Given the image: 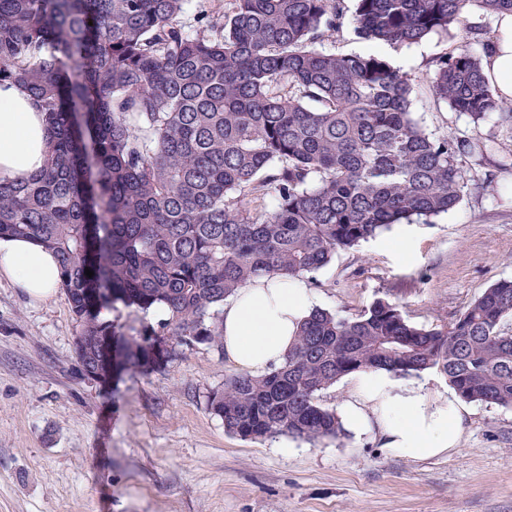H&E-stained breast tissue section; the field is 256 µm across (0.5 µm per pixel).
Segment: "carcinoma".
Returning <instances> with one entry per match:
<instances>
[{
    "mask_svg": "<svg viewBox=\"0 0 512 512\" xmlns=\"http://www.w3.org/2000/svg\"><path fill=\"white\" fill-rule=\"evenodd\" d=\"M186 2L0 0V85L29 88L50 133L38 175L0 182V237L56 254L84 366L115 335L104 310L169 312L115 355L114 373L159 367L177 344L220 350L224 299L251 278H312L337 252L460 202L461 157L481 160L497 140L427 131L414 76L323 49L347 15L375 46L465 30L433 61L430 92L512 127L471 49L489 51L483 28L466 19L472 6L512 13V0H224L190 25ZM510 318L511 280L433 328L384 299L355 316L318 308L282 367L226 377L208 409L244 440H338L319 392L354 372L430 369L468 402L511 407Z\"/></svg>",
    "mask_w": 512,
    "mask_h": 512,
    "instance_id": "1",
    "label": "carcinoma"
}]
</instances>
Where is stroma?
Listing matches in <instances>:
<instances>
[{"label": "stroma", "instance_id": "stroma-1", "mask_svg": "<svg viewBox=\"0 0 512 512\" xmlns=\"http://www.w3.org/2000/svg\"><path fill=\"white\" fill-rule=\"evenodd\" d=\"M460 30L378 53L416 75L412 110L428 131L473 142L460 203L430 224H398L319 271L320 308L355 315L382 298L440 326L512 280V133L434 102L426 64ZM494 185H487V175ZM64 291L45 301L0 277V512H512V407L471 403L458 452L408 460L368 437L244 440L207 407L233 366L207 343L154 370L84 376Z\"/></svg>", "mask_w": 512, "mask_h": 512}]
</instances>
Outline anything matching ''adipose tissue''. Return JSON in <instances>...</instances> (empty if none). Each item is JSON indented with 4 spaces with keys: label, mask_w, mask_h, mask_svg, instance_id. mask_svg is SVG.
<instances>
[{
    "label": "adipose tissue",
    "mask_w": 512,
    "mask_h": 512,
    "mask_svg": "<svg viewBox=\"0 0 512 512\" xmlns=\"http://www.w3.org/2000/svg\"><path fill=\"white\" fill-rule=\"evenodd\" d=\"M483 73L500 96L512 99V14L496 15ZM49 131L32 93L18 84L0 86V181L18 183L38 174ZM34 299L60 286L53 252L31 240L0 239V277ZM317 297L300 277L266 274L224 301V358L237 370L261 376L281 366ZM467 402L451 387L429 389L386 371L358 372L351 397L338 414L344 429L370 436L386 453L410 460L449 456L462 441Z\"/></svg>",
    "instance_id": "obj_1"
}]
</instances>
